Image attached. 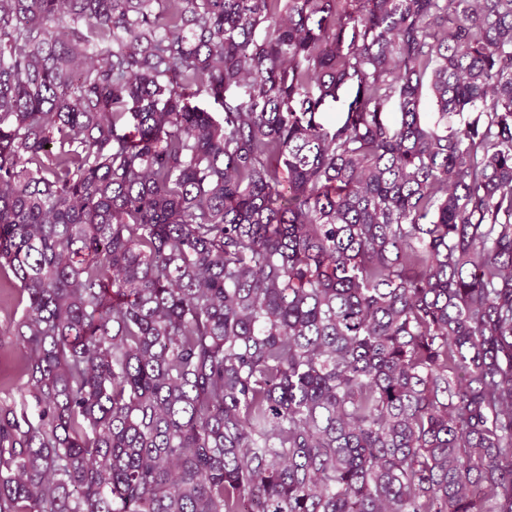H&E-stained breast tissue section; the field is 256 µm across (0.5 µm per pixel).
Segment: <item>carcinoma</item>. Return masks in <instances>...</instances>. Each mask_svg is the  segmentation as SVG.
<instances>
[{
    "label": "carcinoma",
    "mask_w": 512,
    "mask_h": 512,
    "mask_svg": "<svg viewBox=\"0 0 512 512\" xmlns=\"http://www.w3.org/2000/svg\"><path fill=\"white\" fill-rule=\"evenodd\" d=\"M337 3L0 0V512H512V0ZM340 99L333 101L330 98L326 101L320 114V121L326 126L330 127L334 122L340 118V113L344 112L347 103L352 100L354 92L346 89L339 92ZM20 360L16 351L5 348L0 350V380L6 386L18 380Z\"/></svg>",
    "instance_id": "obj_1"
}]
</instances>
